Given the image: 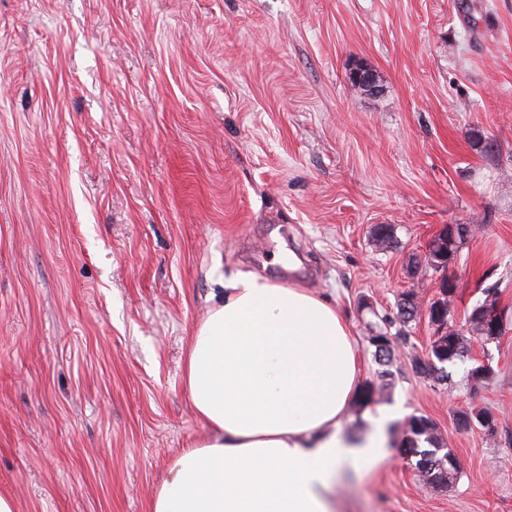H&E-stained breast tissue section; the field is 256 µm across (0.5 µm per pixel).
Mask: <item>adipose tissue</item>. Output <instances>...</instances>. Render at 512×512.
Returning <instances> with one entry per match:
<instances>
[{"mask_svg":"<svg viewBox=\"0 0 512 512\" xmlns=\"http://www.w3.org/2000/svg\"><path fill=\"white\" fill-rule=\"evenodd\" d=\"M358 382L354 338L333 303L236 278L184 360L207 433L171 460L148 512H336L337 474L384 455L379 435L339 434Z\"/></svg>","mask_w":512,"mask_h":512,"instance_id":"1","label":"adipose tissue"}]
</instances>
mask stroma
I'll use <instances>...</instances> for the list:
<instances>
[{"mask_svg": "<svg viewBox=\"0 0 512 512\" xmlns=\"http://www.w3.org/2000/svg\"><path fill=\"white\" fill-rule=\"evenodd\" d=\"M448 224L468 234L439 273ZM246 275L337 304L361 382L385 389L343 426L393 417L339 512H512V0H0V492L18 512H147L206 434L191 336ZM444 277L449 325L488 287L508 321L442 381L413 361ZM474 406L494 432L458 424ZM414 415L453 488L401 453ZM465 236L463 235L457 239L456 242L452 241L447 231L446 237L438 235L430 244V254L432 262L429 264L434 269L446 268L448 265V257L451 254H457L464 244Z\"/></svg>", "mask_w": 512, "mask_h": 512, "instance_id": "stroma-1", "label": "stroma"}]
</instances>
